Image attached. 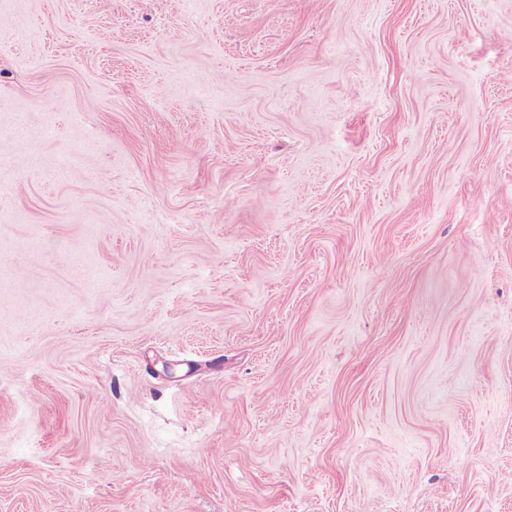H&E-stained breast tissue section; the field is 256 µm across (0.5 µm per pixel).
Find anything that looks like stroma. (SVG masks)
Returning <instances> with one entry per match:
<instances>
[{
  "mask_svg": "<svg viewBox=\"0 0 512 512\" xmlns=\"http://www.w3.org/2000/svg\"><path fill=\"white\" fill-rule=\"evenodd\" d=\"M0 16V512H512V0Z\"/></svg>",
  "mask_w": 512,
  "mask_h": 512,
  "instance_id": "stroma-1",
  "label": "stroma"
}]
</instances>
